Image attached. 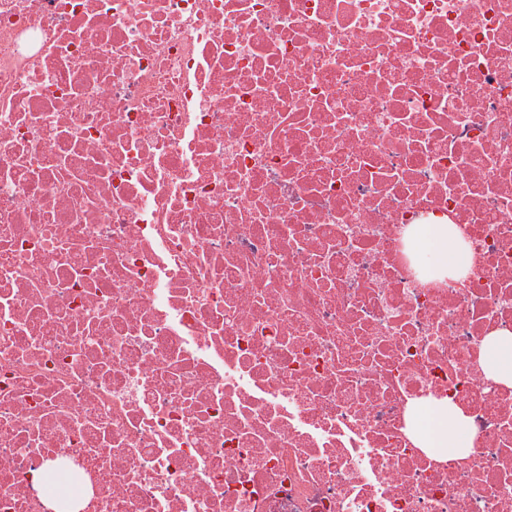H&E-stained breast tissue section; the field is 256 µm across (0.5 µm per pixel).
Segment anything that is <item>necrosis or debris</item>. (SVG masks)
<instances>
[{
  "label": "necrosis or debris",
  "instance_id": "necrosis-or-debris-1",
  "mask_svg": "<svg viewBox=\"0 0 512 512\" xmlns=\"http://www.w3.org/2000/svg\"><path fill=\"white\" fill-rule=\"evenodd\" d=\"M505 331L512 0H0V512H512ZM430 242L433 245L435 256L442 264H453L462 260L458 252V245L448 235L443 224H436L428 228ZM488 372L504 382H512V337H497L489 350ZM431 444L442 448H466L464 423L461 417L450 413L442 418L438 423L437 431H431Z\"/></svg>",
  "mask_w": 512,
  "mask_h": 512
}]
</instances>
